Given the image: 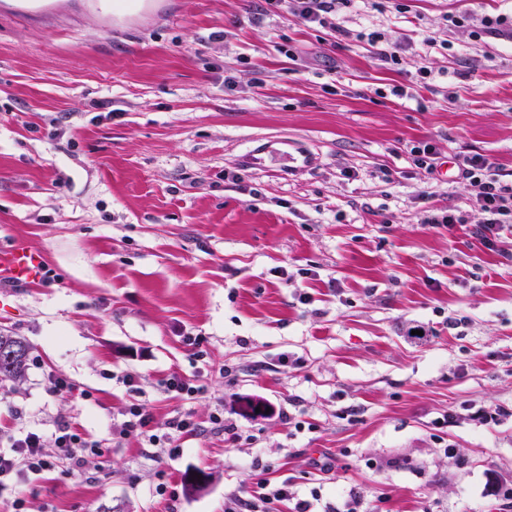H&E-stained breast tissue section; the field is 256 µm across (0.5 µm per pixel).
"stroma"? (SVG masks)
<instances>
[{"label": "stroma", "mask_w": 512, "mask_h": 512, "mask_svg": "<svg viewBox=\"0 0 512 512\" xmlns=\"http://www.w3.org/2000/svg\"><path fill=\"white\" fill-rule=\"evenodd\" d=\"M57 2L0 0V246L57 274L0 288V332L31 347L0 428L49 439L66 416L106 450L30 477L27 512H226L266 462L314 512H512L493 493L512 484V234L480 243L479 187L457 176L474 153L512 173V39L472 35L512 0H353L336 33L265 0H158L115 29L114 0ZM365 27L397 65L355 41ZM447 211L459 224L430 223ZM49 371L84 398L46 394ZM173 373L202 393L165 392ZM124 374L154 427L201 424L175 460L117 437ZM219 410L238 439L210 432ZM358 41L366 43L370 47H372L375 51L374 54L383 65H396L399 60V50H401L400 45H387L382 46L384 39V34L380 31H371V32H360L356 35ZM413 161L416 167L422 169L428 176V179L437 172V157L432 145L428 142H419L418 145L411 149Z\"/></svg>", "instance_id": "stroma-1"}]
</instances>
